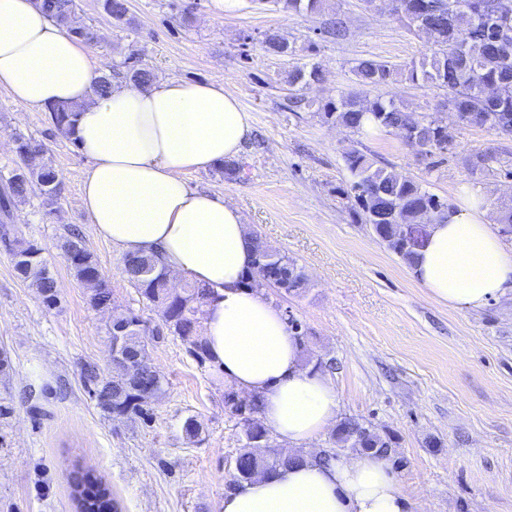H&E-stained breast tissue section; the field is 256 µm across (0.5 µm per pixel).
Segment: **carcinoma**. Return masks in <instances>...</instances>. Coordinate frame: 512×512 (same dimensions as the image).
I'll return each instance as SVG.
<instances>
[{"label": "carcinoma", "mask_w": 512, "mask_h": 512, "mask_svg": "<svg viewBox=\"0 0 512 512\" xmlns=\"http://www.w3.org/2000/svg\"><path fill=\"white\" fill-rule=\"evenodd\" d=\"M284 8L317 14L323 0H282ZM392 15L405 21L415 30L433 39L431 55L420 64L406 69L397 68L384 61L362 58L355 62L352 72L358 86L356 90L343 91L320 107L324 117L343 128L363 134L369 128L386 131H403L408 109L393 93L370 95L373 90L390 88L406 79L413 83H430L444 91L449 102L455 103L459 123L473 127H486L500 138L512 129V0L497 18V26L487 25V15L500 9L498 0H439L438 13L425 17L420 12L421 0H388ZM35 4L53 21L65 26L77 41L92 44L97 32L79 14L78 0H35ZM101 8L113 24L124 22L126 0H102ZM264 50L274 55H295L297 47L275 34L266 36ZM323 70L316 63L303 62L289 75V83L304 90L321 83ZM56 131L67 137L73 127L78 109L61 103L47 108ZM427 126L412 149L431 155L436 151L452 149L448 132L436 124L434 114L426 113ZM46 153L40 141L20 136L15 140V155L23 161L9 172L7 190L0 194V214L10 216L11 207L18 200L27 198L36 190L42 205L52 208L58 196L52 189L59 184L53 163L42 162L38 167L24 164L28 158ZM349 179L342 193L354 200V214L363 224L375 225L377 237L406 264H412L415 252L396 240L397 224H416L421 211L436 204L438 196L393 169L378 165L364 153L353 150L345 155ZM473 175H483L493 169L512 178V158L502 155L496 147H488L464 159ZM13 236L12 256L26 255L27 259L14 262L19 276L34 288L44 303L57 304L58 294L54 278L41 258L37 244L19 235L10 227L3 232ZM255 243L254 265L266 271V284L280 288L288 294H297L307 287V278L296 261L285 253L269 248L256 233H251ZM62 257L74 276L81 283L98 281V287L89 295L94 308L111 309L112 292L108 288L94 255L87 248L81 231L76 227L65 228L59 239ZM162 268L155 256L127 255L124 272L128 281L142 298L156 307L162 326L187 345L189 352L200 363L208 361V352L202 337L196 335V326L203 319L209 290L189 284L176 296L166 292L167 281L161 276ZM112 326L125 332L110 339L119 343L126 362L150 364L149 332L140 316L131 311L115 312ZM85 384L100 393L112 390V416L143 412L141 400L150 403L165 392L166 379L160 371L139 373L134 376L111 374L103 377L96 366L84 367ZM263 401L254 394L240 404L234 415L243 421L244 443L235 458V473L230 486H239L252 480L255 470L270 472L294 462V458L272 448L270 430L262 420ZM334 445L360 452H371L388 459L395 449L391 437L381 433L371 424L356 417L339 421L331 435ZM72 496L77 512H120L117 500L112 497L109 485L89 470H77L71 482Z\"/></svg>", "instance_id": "cac0c4a2"}]
</instances>
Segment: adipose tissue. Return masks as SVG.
Returning <instances> with one entry per match:
<instances>
[{
    "label": "adipose tissue",
    "mask_w": 512,
    "mask_h": 512,
    "mask_svg": "<svg viewBox=\"0 0 512 512\" xmlns=\"http://www.w3.org/2000/svg\"><path fill=\"white\" fill-rule=\"evenodd\" d=\"M103 67L34 0H0V88L24 107L77 106L72 137L92 165L81 207L97 234L123 253L158 254L162 265L212 289L203 319L209 364L224 384L260 395L263 420L282 442L304 445L338 420L329 377L303 364L282 310L247 286L254 247L244 217L224 195L189 189L187 174L237 158L251 117L220 82H116L92 95ZM437 303L476 310L512 292V249L467 198L430 225L412 266ZM393 474L360 452L321 464L305 452L229 490L221 512H410Z\"/></svg>",
    "instance_id": "1"
}]
</instances>
